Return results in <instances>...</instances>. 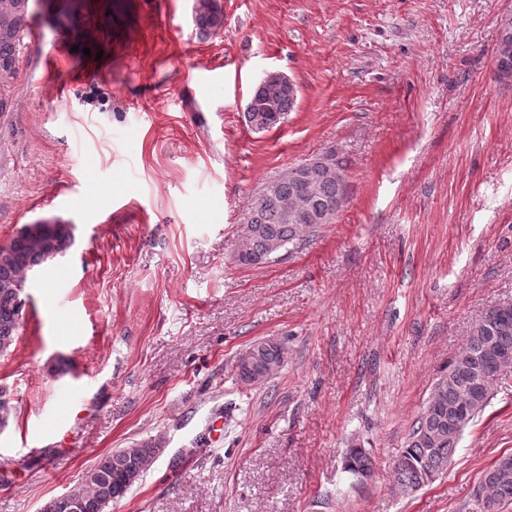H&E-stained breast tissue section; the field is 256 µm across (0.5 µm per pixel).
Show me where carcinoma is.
I'll return each instance as SVG.
<instances>
[{"mask_svg": "<svg viewBox=\"0 0 512 512\" xmlns=\"http://www.w3.org/2000/svg\"><path fill=\"white\" fill-rule=\"evenodd\" d=\"M198 20L215 27L223 12L217 0H197ZM20 3L0 11V63L8 69L18 47L21 19L16 15ZM506 32H499L494 48L497 74L502 80L512 78V17L504 18ZM298 92L288 82L273 76L257 85L245 107L247 123L257 131L278 125L292 111ZM347 165L339 158L332 168H323L310 188L301 191L290 173L281 175L277 189L268 197L259 190L248 212L249 236L235 261L242 266L267 264L271 249L284 250L309 241L318 232L320 218L338 190L347 187ZM72 237L71 225H48L35 235L16 234L0 255V355L10 352L17 340L23 307L15 297L14 285L27 282L31 269L43 264L46 254ZM494 325L498 344L512 351V302L485 311L473 326L462 349L448 362V371L435 383L426 409L415 420L407 444L393 471L394 485L412 494L432 483L448 468L465 430L476 422L492 399L491 382L480 381L475 357L485 348L486 328ZM247 360H236L235 375L242 381L260 382L277 375L284 364V351L274 340L253 344ZM160 444L144 442L133 448H121L102 456L90 468L94 479L68 494L51 499L53 512H73L71 498L78 500V512H108L109 505L124 497L133 485L129 478H139L154 462ZM370 456L361 448H352L344 460V470L351 477L371 472ZM492 482L486 491L485 512H498L500 505L512 503V455H504L491 467Z\"/></svg>", "mask_w": 512, "mask_h": 512, "instance_id": "carcinoma-1", "label": "carcinoma"}]
</instances>
